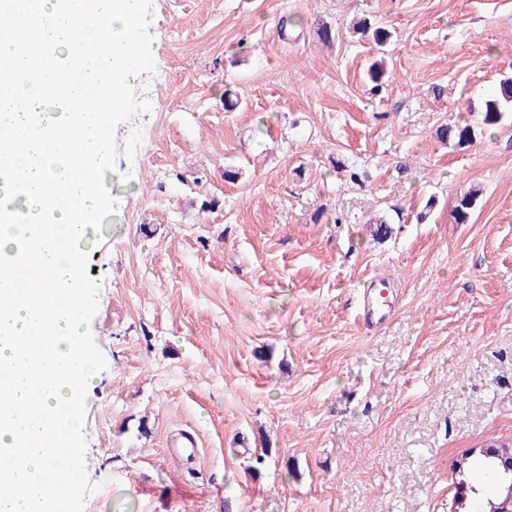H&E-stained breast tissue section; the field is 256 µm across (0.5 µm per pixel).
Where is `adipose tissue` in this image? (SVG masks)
Instances as JSON below:
<instances>
[{"label": "adipose tissue", "instance_id": "adipose-tissue-1", "mask_svg": "<svg viewBox=\"0 0 512 512\" xmlns=\"http://www.w3.org/2000/svg\"><path fill=\"white\" fill-rule=\"evenodd\" d=\"M142 0H0V512H61L71 486L52 470L74 461L81 394L94 382L81 306L66 303L91 228L79 215L100 212L94 183L70 198L75 160L66 147L93 133L104 112H73L74 75L83 72L120 111L140 77L128 65L143 54ZM25 109H17L18 99ZM41 277L17 284L19 267Z\"/></svg>", "mask_w": 512, "mask_h": 512}]
</instances>
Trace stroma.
I'll return each mask as SVG.
<instances>
[{"instance_id":"1","label":"stroma","mask_w":512,"mask_h":512,"mask_svg":"<svg viewBox=\"0 0 512 512\" xmlns=\"http://www.w3.org/2000/svg\"><path fill=\"white\" fill-rule=\"evenodd\" d=\"M142 38L80 267L68 512H448L453 460L512 442V108L482 122L512 0H143ZM438 137L443 141H452L457 147L463 148L473 142V130L470 124L442 126ZM479 196L478 190H469L456 199L453 209V218L455 223L468 224L472 219V211ZM388 302L386 293L382 290L378 294H369L363 300L361 318L364 324H382L385 321V307Z\"/></svg>"}]
</instances>
